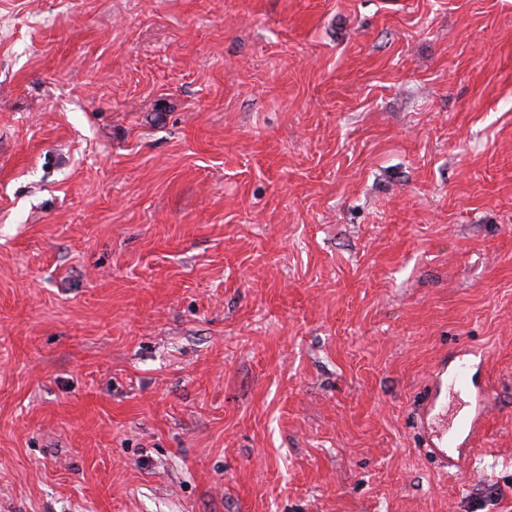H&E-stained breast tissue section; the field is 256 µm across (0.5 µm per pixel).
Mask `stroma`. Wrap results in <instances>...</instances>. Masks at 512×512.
<instances>
[{
  "instance_id": "1",
  "label": "stroma",
  "mask_w": 512,
  "mask_h": 512,
  "mask_svg": "<svg viewBox=\"0 0 512 512\" xmlns=\"http://www.w3.org/2000/svg\"><path fill=\"white\" fill-rule=\"evenodd\" d=\"M0 512H512V0H0ZM466 352H460L456 358L458 364L448 370V364L444 363L438 371L434 372L435 389L431 401L423 410V424L427 426L426 445L432 455L441 463L444 469L459 468V456L463 448L472 451L477 439L481 435L486 416L489 414L490 400L485 394L476 389V386L467 372V365L463 357ZM464 369V372L461 370ZM448 385L463 389L472 393L474 404L470 412L463 415L457 422L455 432L448 435V427L445 423L447 417V405L443 398V390ZM457 454L458 458H455Z\"/></svg>"
}]
</instances>
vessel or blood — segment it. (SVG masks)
I'll use <instances>...</instances> for the list:
<instances>
[{
  "label": "vessel or blood",
  "instance_id": "vessel-or-blood-1",
  "mask_svg": "<svg viewBox=\"0 0 512 512\" xmlns=\"http://www.w3.org/2000/svg\"><path fill=\"white\" fill-rule=\"evenodd\" d=\"M465 367V362L461 361L455 368L443 366L436 371L434 394L423 411V422L427 427L426 445L446 469L457 467L458 454L463 449L475 446L489 413V398L477 390ZM448 386L472 392L474 398L472 409L458 420L455 430L452 431L445 424L448 410L443 391Z\"/></svg>",
  "mask_w": 512,
  "mask_h": 512
}]
</instances>
